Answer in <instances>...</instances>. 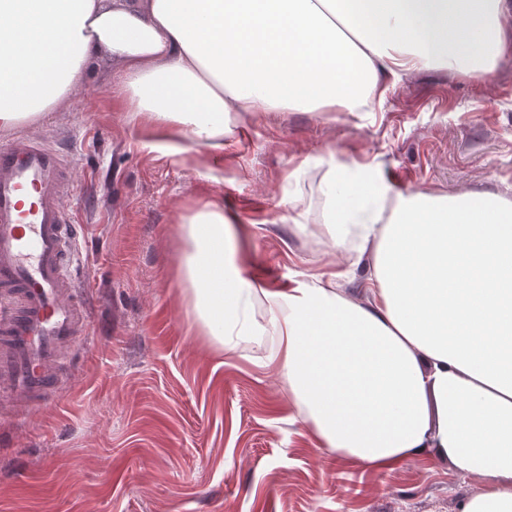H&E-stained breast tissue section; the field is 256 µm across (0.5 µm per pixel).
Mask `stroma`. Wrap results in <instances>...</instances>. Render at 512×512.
<instances>
[{
	"label": "stroma",
	"mask_w": 512,
	"mask_h": 512,
	"mask_svg": "<svg viewBox=\"0 0 512 512\" xmlns=\"http://www.w3.org/2000/svg\"><path fill=\"white\" fill-rule=\"evenodd\" d=\"M121 67L87 65L79 90L21 132L70 149L85 195L73 214L90 333L66 388L0 417V512H460L480 483L437 460L362 468L319 447L276 373L274 344L211 351L175 276L177 213L214 199L242 225L256 286L364 271L330 254L322 180L376 164L393 191L448 195L512 185V53L492 80L445 69L401 75L375 111L324 121L275 112L233 127L223 160L138 149L117 97ZM307 172L292 177L300 162Z\"/></svg>",
	"instance_id": "35a3bbf8"
}]
</instances>
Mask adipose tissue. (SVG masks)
<instances>
[{
    "label": "adipose tissue",
    "instance_id": "1",
    "mask_svg": "<svg viewBox=\"0 0 512 512\" xmlns=\"http://www.w3.org/2000/svg\"><path fill=\"white\" fill-rule=\"evenodd\" d=\"M512 52V0H0V130L37 121L121 63L141 148L224 155L233 114L373 111L428 67L491 78ZM331 247L370 255L366 302L335 274L259 289L224 251L238 229L206 201L180 216L186 311L214 351L274 334L265 363L321 447L392 469L435 458L481 480L461 512H512V201L391 194L372 164L328 175ZM267 322L247 313L253 297Z\"/></svg>",
    "mask_w": 512,
    "mask_h": 512
}]
</instances>
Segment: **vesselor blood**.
I'll return each instance as SVG.
<instances>
[{
  "instance_id": "1",
  "label": "vessel or blood",
  "mask_w": 512,
  "mask_h": 512,
  "mask_svg": "<svg viewBox=\"0 0 512 512\" xmlns=\"http://www.w3.org/2000/svg\"><path fill=\"white\" fill-rule=\"evenodd\" d=\"M83 191L63 151L19 135L0 146V391L31 410L67 382L65 353L90 323L71 271Z\"/></svg>"
}]
</instances>
